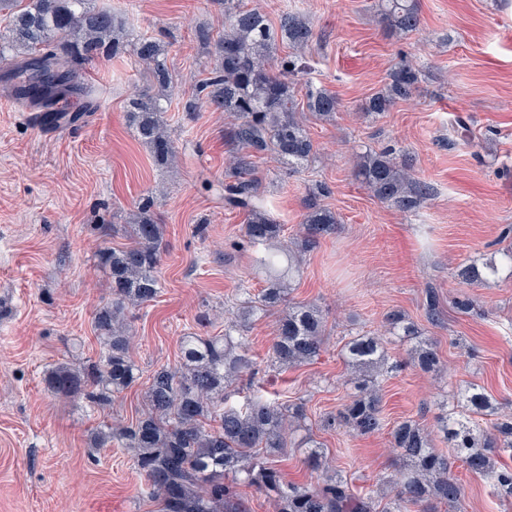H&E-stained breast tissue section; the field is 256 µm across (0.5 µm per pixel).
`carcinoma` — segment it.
Here are the masks:
<instances>
[{
	"label": "carcinoma",
	"mask_w": 512,
	"mask_h": 512,
	"mask_svg": "<svg viewBox=\"0 0 512 512\" xmlns=\"http://www.w3.org/2000/svg\"><path fill=\"white\" fill-rule=\"evenodd\" d=\"M377 6L391 32L406 34L419 27L417 0H377ZM0 10L10 13L8 34L0 37L5 82L15 96L48 112L57 105L62 89H74L79 65L124 51L135 56L157 92L134 95L130 122L157 165L174 164L171 135L160 116L174 82L160 40H127L117 30L112 12L95 6L94 0H0ZM197 38L218 65L199 83L184 109L198 112L208 105L235 117L227 131L234 151L224 169V203L246 214L244 244L266 249L257 258L267 283L258 302L267 311L280 309L271 361L281 369L312 362L323 351L325 324L316 306L287 300L285 284L299 273V261L288 246L277 245L284 225L271 214L261 193L254 158L270 154L296 169L314 157V144L300 116L293 79L296 62L288 55L277 66L270 64L279 46L303 48L313 41L314 31L295 14H282L275 25L260 9L244 7L242 0H224V33L215 36L201 29ZM418 84L419 71L403 61L391 71L385 90L366 101L365 109L382 115L412 97ZM305 98L307 110L316 117L330 118L338 111L336 97L322 88L307 89ZM354 175L375 197L402 212L416 210L431 196L430 187L414 178L407 160L397 159L388 147L358 154ZM152 207L150 197L139 201L134 223L125 226L129 243L99 250L98 265L112 278V301L94 317L105 356L80 368L48 369L46 382L55 394L103 407L137 380L126 314L160 292L163 228ZM302 224L298 247L305 252L330 234L337 220L312 194ZM489 271L494 268L483 269L473 260L460 268L459 277L468 283L483 282ZM255 310L252 299L246 298L224 321L223 335L181 337L180 365L156 369L145 408L125 426L101 425L98 443L116 441L132 449L134 468L144 479L148 497L159 500L161 512H241L237 485L242 482L273 497L276 512H373L371 494L352 493L334 473L317 486L283 481L272 458L288 448L286 430L304 418L302 407L260 396H248L240 404L229 401L231 392H240L232 386L253 371L243 339ZM344 349L348 363L363 375L355 382L349 403L326 424L360 435L380 431L385 426L379 397L380 377L386 373L382 343L373 336H354ZM413 362L431 371L438 368L440 358L432 345L420 341ZM443 430L455 459L512 496V467L496 461L500 450L512 449L511 415L498 419L494 431L485 435L451 415ZM392 437L402 469L384 512H407L411 505L423 506L422 512H461L462 488L452 462L435 452L429 434L408 420L392 429Z\"/></svg>",
	"instance_id": "cac0c4a2"
}]
</instances>
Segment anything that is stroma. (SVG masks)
I'll return each instance as SVG.
<instances>
[{
	"mask_svg": "<svg viewBox=\"0 0 512 512\" xmlns=\"http://www.w3.org/2000/svg\"><path fill=\"white\" fill-rule=\"evenodd\" d=\"M377 0H243L278 20L288 11L307 19L315 39L300 51L309 69L303 82L336 95L329 121L305 114L315 157L299 171L272 156L256 160L262 191L284 224V240L298 237L305 203L316 186L335 213V230L303 258L289 299L313 303L325 320V346L310 364L278 369L270 362L277 314L258 312L245 336L256 383L279 403L302 406L305 420L288 434L275 465L285 481L316 484L320 471L306 461L317 444L354 494L372 493L377 512L393 495L399 461L389 428L411 419L450 454L440 418L465 410L464 393L478 386L495 414L479 417L490 429L496 414H512V0H418L416 31L390 33ZM130 36L164 43L174 88L163 120L173 131L177 163L158 167L135 136L128 100L146 89L142 66L128 53L82 65L86 95L64 105L79 120L51 129L29 116L31 106L9 105L0 87V512H158L143 492L129 449L96 446L101 423H129L146 403L152 372L181 362L180 339L219 336L254 271V248H239L245 216L224 206L227 112H188L190 99L215 57L196 33L224 30L215 0H98ZM422 74L415 95L390 112H364L386 87L401 58ZM393 146L409 156L413 174L431 187L412 213L379 201L353 174L356 154ZM152 197L165 228L158 298L134 310L132 360L139 380L98 408L57 396L44 375L73 368L105 352L94 316L112 299V281L96 266L106 225L128 223L143 197ZM494 264L488 283L468 285L460 264ZM438 297L431 321L426 294ZM473 300L471 313L454 301ZM419 330L383 334L390 314ZM380 335L390 371L382 382L385 429L356 435L325 424L349 400L348 338ZM431 340L440 367H413L410 353ZM463 489V512H512V498L493 492L461 464L452 467Z\"/></svg>",
	"mask_w": 512,
	"mask_h": 512,
	"instance_id": "35a3bbf8",
	"label": "stroma"
}]
</instances>
